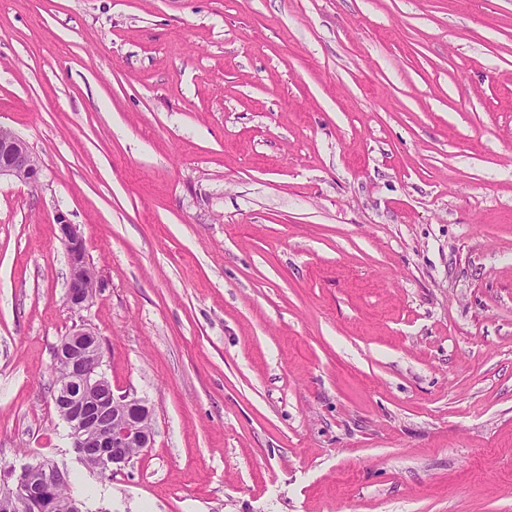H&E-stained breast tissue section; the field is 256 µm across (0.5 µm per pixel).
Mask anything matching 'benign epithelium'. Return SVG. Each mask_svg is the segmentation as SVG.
<instances>
[{
	"label": "benign epithelium",
	"instance_id": "obj_1",
	"mask_svg": "<svg viewBox=\"0 0 512 512\" xmlns=\"http://www.w3.org/2000/svg\"><path fill=\"white\" fill-rule=\"evenodd\" d=\"M40 172L41 164L25 139L0 126V178L34 184ZM56 224L71 268L66 301L70 308L81 310L95 295L96 275L87 262L78 225L69 223L61 213ZM102 366L98 333L86 324L75 327L56 346L53 370L64 372L65 379L54 384L52 399L69 429L75 452L81 457L85 449H96L99 470L106 473L129 465V449L141 452L152 447L154 432L151 407L142 399L126 395L110 396L112 422H104L101 393L110 382ZM63 473V468L48 459L25 466L12 485L0 489V512H16L19 506L37 509L39 500L56 488Z\"/></svg>",
	"mask_w": 512,
	"mask_h": 512
}]
</instances>
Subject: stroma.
<instances>
[{
	"label": "stroma",
	"instance_id": "stroma-1",
	"mask_svg": "<svg viewBox=\"0 0 512 512\" xmlns=\"http://www.w3.org/2000/svg\"><path fill=\"white\" fill-rule=\"evenodd\" d=\"M0 466L90 512H512V0H0ZM100 287L66 303L55 223ZM101 336L154 442L51 397ZM41 164L27 142L10 128L0 125V180L15 178L25 183H37ZM103 351L98 333L90 326H75L56 346L52 399L69 429L72 446L79 458L85 448H96L101 472L118 471L131 462L129 448L138 452L151 448L154 441L152 410L147 402L127 395L115 397L102 369ZM63 371L57 375L55 371ZM66 376V378H65ZM109 387L111 411L103 420L102 390ZM84 465L101 476L96 459L88 453ZM36 473V474H33ZM64 473L57 463L45 459L36 466L27 465L16 476L12 486L0 490V512H18L15 509L25 506L34 511L40 506L39 500L50 494L58 485ZM79 483V477H73L67 470L57 487L58 500L64 501Z\"/></svg>",
	"mask_w": 512,
	"mask_h": 512
}]
</instances>
